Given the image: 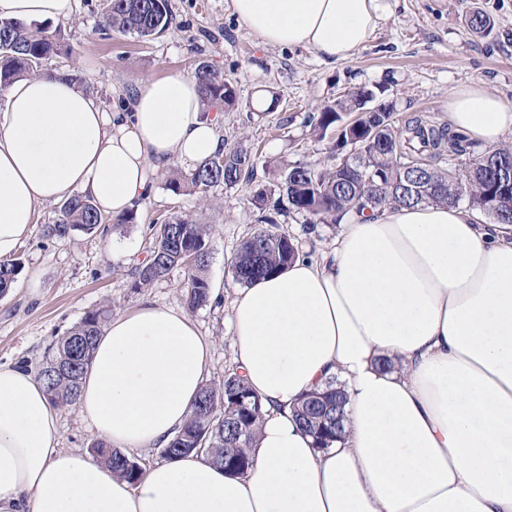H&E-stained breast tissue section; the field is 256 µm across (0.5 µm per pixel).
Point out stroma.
Masks as SVG:
<instances>
[{
    "label": "stroma",
    "mask_w": 512,
    "mask_h": 512,
    "mask_svg": "<svg viewBox=\"0 0 512 512\" xmlns=\"http://www.w3.org/2000/svg\"><path fill=\"white\" fill-rule=\"evenodd\" d=\"M386 5L365 47L336 63L310 50L260 44L237 21L229 0H170L168 30L150 39L100 30L106 0H75L69 19L47 23V31L60 35L64 50L46 62V70L79 74L108 112L127 104L138 80L188 76L197 60L210 62L235 85L238 96L234 107L222 110L218 133L225 147L241 141L252 148L254 171L251 180L232 187L177 196L166 184L186 168L173 163L155 175L153 192L139 204L132 223L105 224L92 234L45 236V225L58 220L61 205H38L14 257L19 274L0 296V364L37 366L49 345L89 311L108 304L119 315L148 301L189 313L212 341L207 381L234 372L228 313L237 284L230 264L242 240L258 228L248 198L254 189L272 186L275 166L334 164L335 135L320 139L313 132L325 105L358 89L382 86L398 118L425 115L444 123L450 94L478 80L512 104V0H386ZM476 8L490 17V34L468 28L466 16ZM268 87L280 92V101L272 111L256 115L250 106ZM173 215L210 227V297L195 309L185 298L182 267L147 288L133 286V271L149 254L151 225ZM277 221L310 258L331 248L340 232L339 225L312 223L292 212ZM34 274L39 277L35 288L29 285ZM57 419L62 448L90 453L98 436L77 408H60Z\"/></svg>",
    "instance_id": "1"
}]
</instances>
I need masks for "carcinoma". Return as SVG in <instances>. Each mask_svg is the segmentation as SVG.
Returning a JSON list of instances; mask_svg holds the SVG:
<instances>
[{
	"instance_id": "obj_1",
	"label": "carcinoma",
	"mask_w": 512,
	"mask_h": 512,
	"mask_svg": "<svg viewBox=\"0 0 512 512\" xmlns=\"http://www.w3.org/2000/svg\"><path fill=\"white\" fill-rule=\"evenodd\" d=\"M170 20L169 0H107L100 26L148 38L165 32ZM466 23L476 33L492 29L490 18L478 10L469 13ZM61 52L57 35L0 19V90L17 78L38 73L49 58ZM193 77L205 104H235L236 88L208 62H197ZM375 98L374 91L363 88L320 112L314 126L317 135L323 139L332 129L339 132L334 144L335 164L322 169L302 163L284 164L276 170L273 187L253 192L250 204L259 211L258 221L266 227L242 241L236 251L232 274L238 284L246 286L255 278L274 275L295 258L294 239L276 220L286 212L335 224L345 211L363 201L374 208L465 202L469 209L483 213L495 224H512V210L502 212L492 207L495 197L512 192V184L500 178L502 168L512 167L511 146L473 155L468 138L446 124L421 116L401 121L389 101L384 102L382 112L366 111L367 103ZM353 112L357 113L356 119H345ZM374 123L386 128L383 144L370 139V125ZM353 144L361 148V163L345 158ZM253 168L251 150L238 144L202 162L188 175L170 179L167 187L175 195L204 192L220 184L232 187ZM417 173L428 177V186L414 198L404 194L402 188ZM106 222L107 217L89 198L76 195L64 203L61 218L45 226V233L60 238L76 230L91 234ZM152 231L149 256L134 271V287H147L181 266L187 273L188 306L194 309L205 304L209 298L205 277L207 225L176 215L152 226ZM18 271L14 263L0 262L1 296L12 287ZM111 316L110 307L88 312L54 342L51 354L39 364L37 376L54 405L76 404L80 381L93 358L102 327ZM345 401L344 392L330 386L309 394L295 410L298 424L314 437L316 447H327L342 433ZM261 420L260 397L238 373L228 374L202 387L190 419L163 449L164 457L174 460L193 448H208L207 460L224 467L227 473L242 475L253 464V440ZM92 452L123 479L135 482L143 475V471L127 467L135 459L104 442L97 443Z\"/></svg>"
}]
</instances>
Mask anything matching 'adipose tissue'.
Returning <instances> with one entry per match:
<instances>
[{"mask_svg": "<svg viewBox=\"0 0 512 512\" xmlns=\"http://www.w3.org/2000/svg\"><path fill=\"white\" fill-rule=\"evenodd\" d=\"M263 45L353 57L384 0H230ZM74 0H0V18L58 22ZM476 147L512 134V104L479 81L448 100ZM194 78L139 82L105 111L72 74L21 77L0 113V260L37 205L81 193L107 215L147 197L151 174L221 149ZM335 246L252 281L231 304L237 371L263 402L247 474L190 453L136 483L61 448L37 375L0 364V512H512V225L446 204L354 209ZM211 344L184 312L145 303L99 336L77 399L100 438L166 447L205 382ZM340 383L344 433L317 449L293 417Z\"/></svg>", "mask_w": 512, "mask_h": 512, "instance_id": "adipose-tissue-1", "label": "adipose tissue"}]
</instances>
